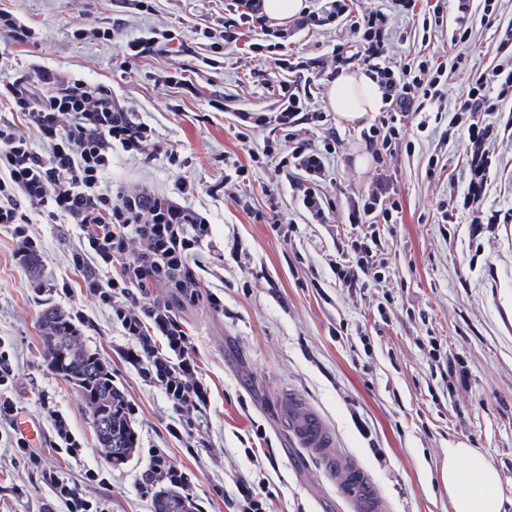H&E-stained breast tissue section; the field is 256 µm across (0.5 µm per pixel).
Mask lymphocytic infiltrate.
<instances>
[{
  "mask_svg": "<svg viewBox=\"0 0 512 512\" xmlns=\"http://www.w3.org/2000/svg\"><path fill=\"white\" fill-rule=\"evenodd\" d=\"M263 4L264 0H224L223 21L198 30L210 54L193 78L165 67L154 72L153 80L162 87L195 93L197 85L211 82L225 50L237 47L246 31L261 32V40L249 43V55L272 60L290 78L280 84L270 110H238L239 125L246 130L270 126L281 131L280 143L264 146L262 156L294 174L293 187L309 223L332 224L341 218L361 226L360 237L351 243L353 259L329 263L338 288L351 291L382 283L386 261L378 249L380 227L397 222L401 204L392 175L382 172L350 197L344 213H337L325 191L335 141L312 138L315 129L325 126L327 115L308 95V82L331 81L346 70H365L376 80L384 101L378 117L360 133L373 158L388 166L413 155L416 143L409 129L433 128L425 151L428 178L445 168L449 145L465 146L466 188L460 193L449 191L439 208V223L454 224L463 215L473 224L500 223V212L485 207L495 147L503 143L506 130H512V113L504 109L512 101V24L499 19L498 0H455L450 9L445 0H427L423 5L418 0H386L380 7L363 10L356 0H308L299 15L280 24L265 15ZM401 18L411 22L420 48L395 60L389 50L404 37L396 27ZM479 25L496 35L495 61L487 68L472 69L455 104L447 105L448 76L462 59L439 61L429 47L444 33L451 44H470ZM311 30L332 38L330 53L296 58L285 54L287 44ZM71 36L80 42L118 43L127 67L167 53L178 39L166 29L149 28L130 36L115 26L92 24L76 26ZM0 104L22 113L47 144L46 151H38L24 134L0 126V224L11 232L17 258L41 247L29 227L31 212L62 216L79 225L82 241L73 249L71 263L86 283L87 296L111 309L129 340L124 352L127 363L146 385L163 394L176 417L168 433L179 440L191 439L196 418L210 400L209 387L199 376L190 339L176 316L159 300L141 299L133 285L147 274L162 280L177 271L186 277L182 295L196 300L199 282L191 261L208 237L209 226L201 214L168 196L163 209L130 211L137 193L115 192L103 184L113 144L137 153L163 152V144L148 124L130 120V107L116 102L109 87L42 65L0 77ZM114 263L119 264V272L102 275V266ZM16 370L12 347L0 341V424L9 429L11 448L35 468L56 512H109L104 498L88 492L90 486L105 484L101 471L84 469L75 477L43 466L32 443L17 429ZM41 407L52 429V448L81 461L84 440L68 415L47 396L42 397ZM187 484L186 470L169 454L158 452L149 455L139 488L146 493Z\"/></svg>",
  "mask_w": 512,
  "mask_h": 512,
  "instance_id": "lymphocytic-infiltrate-1",
  "label": "lymphocytic infiltrate"
}]
</instances>
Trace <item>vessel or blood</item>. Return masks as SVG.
Listing matches in <instances>:
<instances>
[{"instance_id": "1", "label": "vessel or blood", "mask_w": 512, "mask_h": 512, "mask_svg": "<svg viewBox=\"0 0 512 512\" xmlns=\"http://www.w3.org/2000/svg\"><path fill=\"white\" fill-rule=\"evenodd\" d=\"M281 409L295 445L322 461L328 477L334 478L350 512H387V503L366 471L351 458L334 451L335 439L321 414L302 396L288 392Z\"/></svg>"}]
</instances>
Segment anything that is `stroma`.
<instances>
[{
	"mask_svg": "<svg viewBox=\"0 0 512 512\" xmlns=\"http://www.w3.org/2000/svg\"><path fill=\"white\" fill-rule=\"evenodd\" d=\"M0 7L44 32L34 45L0 43V76L29 63L77 72L110 86L113 97L133 105L135 120L167 143L168 154L155 157L113 146L104 185L169 195L178 183L190 184L186 203L210 225L194 266L203 285L200 300H182L172 288L145 292L173 305L210 389L193 449L169 436L173 414L163 395L126 363L127 338L87 298L81 275L71 268L68 250L79 241V225L32 213L44 243L36 277L15 258L11 235L0 227V339L17 353L20 412L41 418L42 396L52 397L87 443L82 467L101 469L107 478L93 492L108 499L112 512H152V496L138 487L152 448L166 449L189 473L185 494L194 512H229L239 477L260 481L272 512H347L335 482L296 448L282 422L278 397L288 390L323 415L339 451L365 468L389 512H453L441 473L449 446L458 443L486 452L512 497V223L476 229L463 221L442 236L441 199L448 188L465 187L463 145L449 148L445 174L436 181L428 180L421 156L395 164L403 212L381 233L385 282L350 295L336 288L328 262L355 229L307 223L287 172L252 163L251 154L279 139L278 131L239 133L236 109L272 107L284 72L241 47L224 56L212 82L196 95L152 79L163 67L195 70L209 49L191 28L222 17L224 0H155L146 17L126 13L121 0H0ZM91 22L120 24L130 32L177 30L182 45L126 68L117 45L72 38L74 26ZM211 99L225 100L228 111H211ZM360 131L333 111L319 131L338 138L326 184L340 206L377 173ZM235 163L247 171L230 198L224 179ZM272 200L286 224H270ZM485 206L512 212L510 145L497 149ZM64 285L70 295L58 297ZM212 294L221 298V310L210 307ZM54 301L67 311L83 309L81 344L100 353L113 385L135 406L130 424L136 453L125 465L107 462L90 404L48 366L40 315ZM357 415L370 434L358 430ZM16 484L23 494L13 493ZM49 504L47 489L27 460L14 455L0 428V512H46Z\"/></svg>",
	"mask_w": 512,
	"mask_h": 512,
	"instance_id": "1",
	"label": "stroma"
}]
</instances>
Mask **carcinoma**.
I'll return each mask as SVG.
<instances>
[{"label": "carcinoma", "instance_id": "obj_1", "mask_svg": "<svg viewBox=\"0 0 512 512\" xmlns=\"http://www.w3.org/2000/svg\"><path fill=\"white\" fill-rule=\"evenodd\" d=\"M41 341L53 368L79 388L92 404L91 423L98 445L112 465L129 461L135 442L123 411L124 397L112 384V375L98 353L80 345L81 325L71 313L48 307L41 319ZM153 512H192V505L179 492L163 488L153 499Z\"/></svg>", "mask_w": 512, "mask_h": 512}]
</instances>
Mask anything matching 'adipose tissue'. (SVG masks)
<instances>
[{
	"label": "adipose tissue",
	"instance_id": "adipose-tissue-1",
	"mask_svg": "<svg viewBox=\"0 0 512 512\" xmlns=\"http://www.w3.org/2000/svg\"><path fill=\"white\" fill-rule=\"evenodd\" d=\"M327 95L331 109L351 124L368 119L383 106L377 83L361 70L340 73ZM442 478L453 512H512V499L501 490L500 470L478 449L449 447Z\"/></svg>",
	"mask_w": 512,
	"mask_h": 512
}]
</instances>
